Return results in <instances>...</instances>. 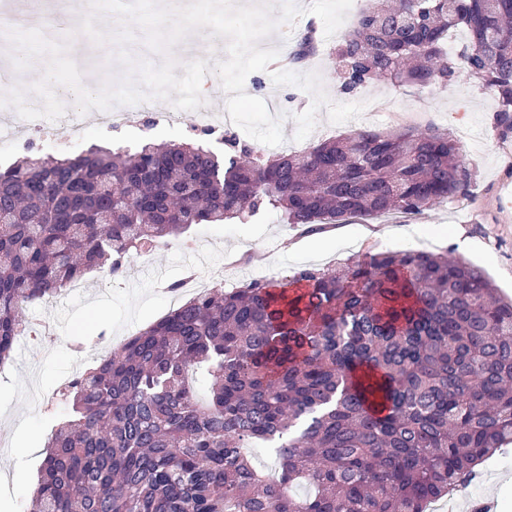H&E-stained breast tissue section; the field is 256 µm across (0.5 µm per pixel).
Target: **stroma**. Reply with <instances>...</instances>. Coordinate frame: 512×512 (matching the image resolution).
<instances>
[{
    "instance_id": "1",
    "label": "stroma",
    "mask_w": 512,
    "mask_h": 512,
    "mask_svg": "<svg viewBox=\"0 0 512 512\" xmlns=\"http://www.w3.org/2000/svg\"><path fill=\"white\" fill-rule=\"evenodd\" d=\"M335 39H322L308 61L251 73L247 94L264 99L270 114L283 115V144L263 146L273 156L298 151L356 129L389 132L399 127L447 132L474 180L466 196L427 208L413 219L395 214L339 224L332 235H304L270 212L246 224H200L187 243L177 241L148 256H133L123 277L88 275L78 293H63L28 306L30 320L51 322L56 342H17L13 359L0 371V461L13 449L30 454L23 471L0 464V512H30L43 449L67 410L56 398L82 350L100 335L136 332L171 311L168 286L189 274L223 270L231 287L251 280L279 279L308 266L326 268L381 251L410 249L445 253L483 269L499 291L512 296V136L494 121L495 96L466 73L448 85L395 87L381 82L343 92L336 76ZM170 102L140 111L132 126L108 132L86 122L82 147L134 146L152 139L180 142L187 127L165 123ZM413 223L415 241L387 237L388 229ZM482 479L460 491L437 512H470L473 501L494 499L498 512H512V444L488 459Z\"/></svg>"
}]
</instances>
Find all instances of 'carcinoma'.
Segmentation results:
<instances>
[{"label":"carcinoma","instance_id":"obj_1","mask_svg":"<svg viewBox=\"0 0 512 512\" xmlns=\"http://www.w3.org/2000/svg\"><path fill=\"white\" fill-rule=\"evenodd\" d=\"M468 33L458 59L448 33ZM315 49L297 37L290 61ZM465 71L512 132V0H371L336 46L346 93ZM136 151L32 153L0 168V367L18 308L198 224L276 210L306 234L416 216L465 196L447 133L350 131L266 156L226 132ZM36 512H426L512 443V300L423 251L369 253L272 282L212 288L129 337L60 392ZM275 452L269 475L247 449Z\"/></svg>","mask_w":512,"mask_h":512}]
</instances>
